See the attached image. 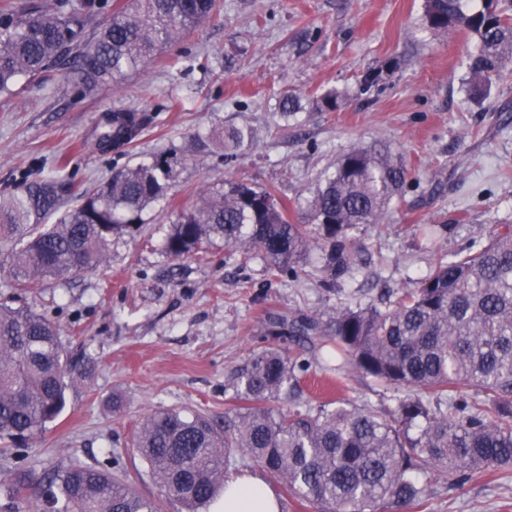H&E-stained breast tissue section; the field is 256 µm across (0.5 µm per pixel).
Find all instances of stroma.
I'll list each match as a JSON object with an SVG mask.
<instances>
[{
	"instance_id": "stroma-1",
	"label": "stroma",
	"mask_w": 512,
	"mask_h": 512,
	"mask_svg": "<svg viewBox=\"0 0 512 512\" xmlns=\"http://www.w3.org/2000/svg\"><path fill=\"white\" fill-rule=\"evenodd\" d=\"M425 0H220L221 19L205 22L120 84L81 96L71 73L20 81L0 104V195L26 172L62 185L95 189L143 155L175 147L195 157L169 201L148 210L142 233L116 234L96 269L50 278L25 305L53 318L63 341L94 360L90 379L71 383L62 416L31 448L0 453V490L51 476L81 462L119 468L163 512L164 500L146 462L131 445L143 418L170 408L223 414L231 376L263 346L270 315L308 316L329 324L337 301L386 306L416 287L443 254L486 239L494 225L512 224V74L487 98L467 92L466 58L473 49L461 30H430ZM379 73L370 93L365 73ZM343 93L334 112L313 97ZM301 98L288 120L282 91ZM137 110L149 126L126 154L98 151L106 115ZM248 125L254 144L233 168L197 137L215 125ZM391 147L411 171L404 199L380 224L354 237L356 262L340 295L317 279L272 278L262 257L215 242L207 252L170 257L163 238L174 209L233 177L275 190L307 206L310 190L352 146ZM444 231L424 239L419 225ZM323 334L277 336L286 355L308 360L300 383L308 399L341 398L393 411L390 391L351 366L335 367ZM419 512H512V467L462 488L430 473Z\"/></svg>"
}]
</instances>
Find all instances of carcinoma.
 Segmentation results:
<instances>
[{
  "instance_id": "carcinoma-1",
  "label": "carcinoma",
  "mask_w": 512,
  "mask_h": 512,
  "mask_svg": "<svg viewBox=\"0 0 512 512\" xmlns=\"http://www.w3.org/2000/svg\"><path fill=\"white\" fill-rule=\"evenodd\" d=\"M426 0L433 30L458 28L476 42L469 91L490 92L512 64V4ZM102 0H30L0 6V100L23 79L39 83L73 73L86 96L117 84L152 61L203 20L220 19L216 0H126L89 32ZM149 123L145 113L107 118L95 134L102 152L125 149ZM205 139L227 149L224 162L252 142L247 126L212 128ZM193 161L166 148L142 157L94 190L73 195L60 211L59 186L25 180L0 196V266L12 295L0 304V442L25 448L57 420L69 383L87 377L92 360L69 350L56 323L19 304L48 276L77 275L103 260L118 233L138 232L144 215ZM410 181L404 161L386 144L354 146L311 190L298 215L272 191L236 178L204 193L180 212L164 247L178 259L215 240L266 258L276 277L320 273L330 290L354 265L352 232L379 221ZM281 329L319 332L308 317L269 319ZM336 359L386 389L405 390L391 417L342 400L311 405L294 394L307 365L276 347L255 352L234 378L224 416L156 411L142 420L133 447L155 482L186 512H199L224 489L226 466L247 460L276 475L288 493L317 512H376L385 503L421 506L431 470L460 486L491 469L512 467V224L486 241L443 255L417 286L381 309L336 306L328 325ZM6 493L4 512H160L125 474L73 463L44 481Z\"/></svg>"
}]
</instances>
